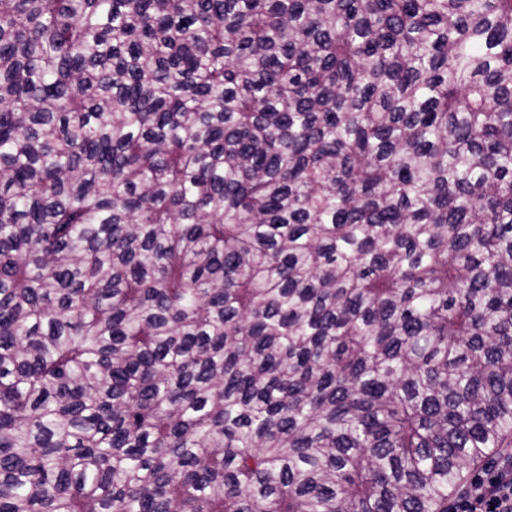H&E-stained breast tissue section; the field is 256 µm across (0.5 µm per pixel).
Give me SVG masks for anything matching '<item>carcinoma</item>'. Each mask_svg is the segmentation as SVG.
<instances>
[{
  "label": "carcinoma",
  "instance_id": "obj_1",
  "mask_svg": "<svg viewBox=\"0 0 512 512\" xmlns=\"http://www.w3.org/2000/svg\"><path fill=\"white\" fill-rule=\"evenodd\" d=\"M512 447V0H0V512H448Z\"/></svg>",
  "mask_w": 512,
  "mask_h": 512
}]
</instances>
